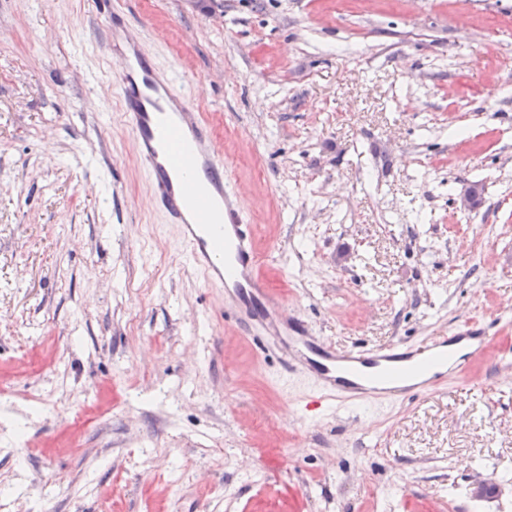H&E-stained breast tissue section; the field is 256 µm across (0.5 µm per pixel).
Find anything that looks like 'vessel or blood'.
<instances>
[{
  "mask_svg": "<svg viewBox=\"0 0 512 512\" xmlns=\"http://www.w3.org/2000/svg\"><path fill=\"white\" fill-rule=\"evenodd\" d=\"M119 87L123 118L149 176L153 199L169 223L179 225L187 266L224 290L252 339L279 353L285 371L313 372L323 401L411 399L431 390L432 381L420 376L427 359L402 344L339 357L310 340L297 345L276 341L268 313L278 310L279 303L257 276L265 258L233 201L224 159L212 145L209 127L193 110L187 83L158 72L145 59L128 58ZM487 340L484 328L470 323L459 328L444 343L449 373L459 374Z\"/></svg>",
  "mask_w": 512,
  "mask_h": 512,
  "instance_id": "obj_1",
  "label": "vessel or blood"
}]
</instances>
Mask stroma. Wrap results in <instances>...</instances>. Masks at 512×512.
Segmentation results:
<instances>
[{
  "label": "stroma",
  "mask_w": 512,
  "mask_h": 512,
  "mask_svg": "<svg viewBox=\"0 0 512 512\" xmlns=\"http://www.w3.org/2000/svg\"><path fill=\"white\" fill-rule=\"evenodd\" d=\"M338 353L489 330L314 414L187 268L94 0H0V512H512V0H117Z\"/></svg>",
  "instance_id": "stroma-1"
}]
</instances>
